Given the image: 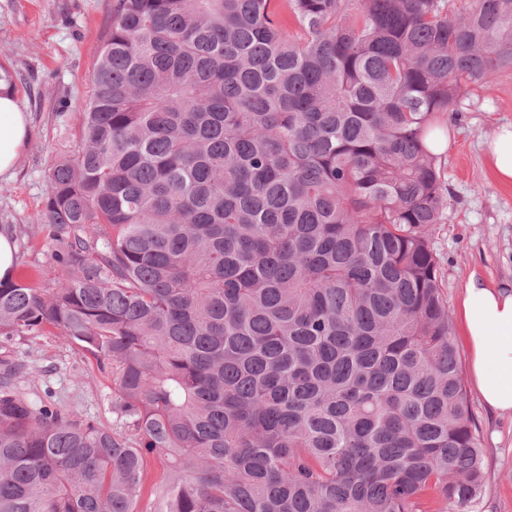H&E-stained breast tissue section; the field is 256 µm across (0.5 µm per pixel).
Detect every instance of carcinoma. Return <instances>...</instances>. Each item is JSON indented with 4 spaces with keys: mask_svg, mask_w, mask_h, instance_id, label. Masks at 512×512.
<instances>
[{
    "mask_svg": "<svg viewBox=\"0 0 512 512\" xmlns=\"http://www.w3.org/2000/svg\"><path fill=\"white\" fill-rule=\"evenodd\" d=\"M512 68V0H116L82 147L49 171L59 329L124 431L15 390L0 512H469L485 464L430 247L426 137Z\"/></svg>",
    "mask_w": 512,
    "mask_h": 512,
    "instance_id": "cac0c4a2",
    "label": "carcinoma"
}]
</instances>
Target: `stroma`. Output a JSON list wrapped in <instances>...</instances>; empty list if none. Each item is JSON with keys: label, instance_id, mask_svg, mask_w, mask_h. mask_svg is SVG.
Returning <instances> with one entry per match:
<instances>
[{"label": "stroma", "instance_id": "obj_1", "mask_svg": "<svg viewBox=\"0 0 512 512\" xmlns=\"http://www.w3.org/2000/svg\"><path fill=\"white\" fill-rule=\"evenodd\" d=\"M115 3L0 0V65L14 73V92L31 127L13 175L0 177V227L14 239L17 279L31 286L55 287L60 276L50 231L32 218L44 207L52 164L81 148L80 110L91 95L90 75ZM511 122L512 69L496 75L491 88L468 85L448 115L450 144L439 157L448 210L445 223L434 225L430 246L453 310L471 272L512 282V188L497 186L484 163L486 142ZM4 356L22 366L15 387L32 401L122 430L111 374L60 330L1 345ZM467 393L485 464L496 475L472 512H512V420L488 416L475 388Z\"/></svg>", "mask_w": 512, "mask_h": 512}]
</instances>
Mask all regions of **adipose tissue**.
<instances>
[{"instance_id": "ef3b65f1", "label": "adipose tissue", "mask_w": 512, "mask_h": 512, "mask_svg": "<svg viewBox=\"0 0 512 512\" xmlns=\"http://www.w3.org/2000/svg\"><path fill=\"white\" fill-rule=\"evenodd\" d=\"M29 132L28 115L15 96L0 91V175L12 170ZM486 161L499 185L512 186V124L495 133ZM457 315L470 351L469 378L485 411L512 418V284L470 274Z\"/></svg>"}]
</instances>
